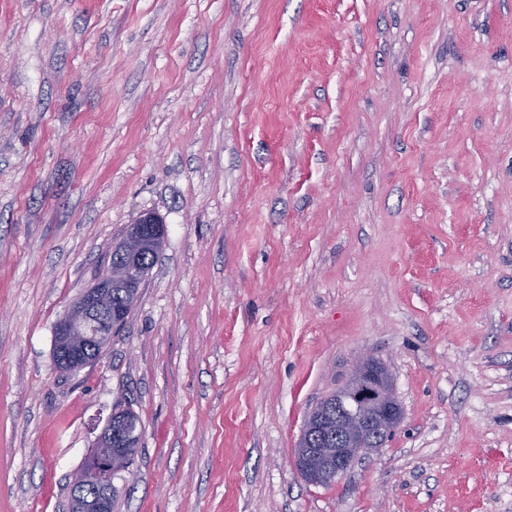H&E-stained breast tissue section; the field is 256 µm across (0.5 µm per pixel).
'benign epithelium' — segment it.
Wrapping results in <instances>:
<instances>
[{
    "label": "benign epithelium",
    "mask_w": 512,
    "mask_h": 512,
    "mask_svg": "<svg viewBox=\"0 0 512 512\" xmlns=\"http://www.w3.org/2000/svg\"><path fill=\"white\" fill-rule=\"evenodd\" d=\"M166 229L155 213L141 215L129 225L125 238L116 246L125 262L109 266L97 283L56 323L54 364L64 371H77L92 363L95 347L105 344L114 333L112 288H136L135 271L145 251L158 252L165 244ZM402 419L387 369L379 362L361 357L350 377L336 392V420L316 412L304 426L295 462L310 483L323 485L343 477L355 459L379 449ZM119 423L128 434L127 447H135L134 418L110 414L95 442L92 467L77 471L71 482L69 512H109L112 479L118 470L112 464V425Z\"/></svg>",
    "instance_id": "1"
}]
</instances>
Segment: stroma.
<instances>
[{
  "label": "stroma",
  "instance_id": "obj_1",
  "mask_svg": "<svg viewBox=\"0 0 512 512\" xmlns=\"http://www.w3.org/2000/svg\"><path fill=\"white\" fill-rule=\"evenodd\" d=\"M144 213L98 360L54 328ZM368 354L402 420L328 485L295 447ZM512 512V0H0V512ZM118 416V423L128 434L127 447L130 448V463L136 452L135 439L136 425L134 418L129 414L118 415L111 413L95 442V457L90 469L78 470L71 482V503L69 512H110L109 497L112 503L117 498L116 487L112 479L121 470H116L112 464V425ZM93 485L97 488L96 494H88L86 489ZM113 486V487H112Z\"/></svg>",
  "mask_w": 512,
  "mask_h": 512
}]
</instances>
